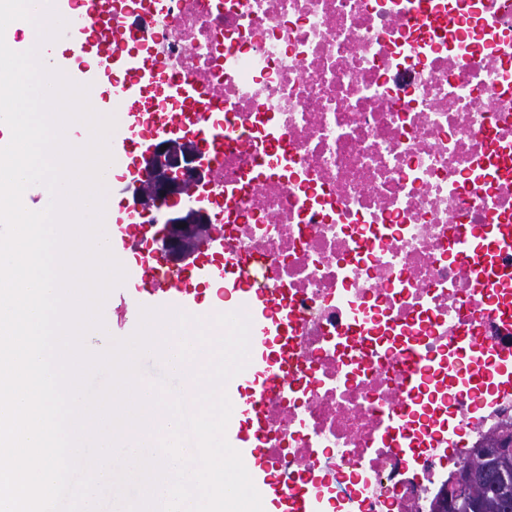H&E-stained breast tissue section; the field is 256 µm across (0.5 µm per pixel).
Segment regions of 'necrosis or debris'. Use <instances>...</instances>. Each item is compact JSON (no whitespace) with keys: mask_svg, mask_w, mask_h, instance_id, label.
<instances>
[{"mask_svg":"<svg viewBox=\"0 0 512 512\" xmlns=\"http://www.w3.org/2000/svg\"><path fill=\"white\" fill-rule=\"evenodd\" d=\"M159 83H197L213 262L285 290L263 403L288 496L419 512L512 419V0H99ZM233 195H225V186ZM471 334V346L456 338ZM417 384H409L411 371Z\"/></svg>","mask_w":512,"mask_h":512,"instance_id":"obj_1","label":"necrosis or debris"}]
</instances>
